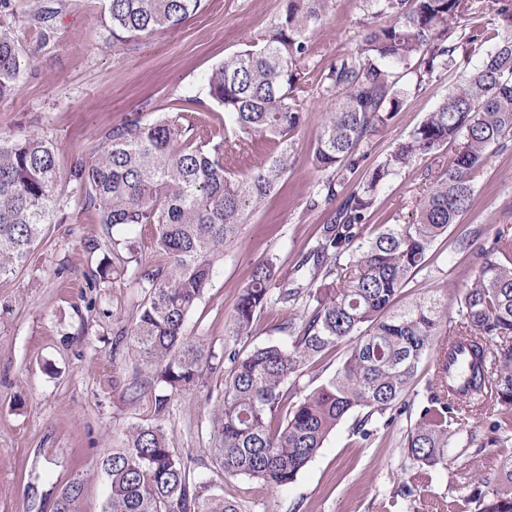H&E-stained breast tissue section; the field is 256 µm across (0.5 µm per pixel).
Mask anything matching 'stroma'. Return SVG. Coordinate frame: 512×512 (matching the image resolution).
I'll use <instances>...</instances> for the list:
<instances>
[{
    "label": "stroma",
    "instance_id": "1",
    "mask_svg": "<svg viewBox=\"0 0 512 512\" xmlns=\"http://www.w3.org/2000/svg\"><path fill=\"white\" fill-rule=\"evenodd\" d=\"M287 0H209L177 31L142 39L135 49L113 51L98 23L105 0H9L6 16L30 59L28 75L14 96L0 101V135L35 134L57 149L60 165L91 155L112 125L141 117L152 120L178 100L206 99L207 77L225 55L246 49L274 23ZM47 12V30L30 28L34 13ZM361 0H334L326 24L311 36V76L354 47L364 34ZM481 52H461L455 67L411 93L401 110L372 140L369 164L381 162L446 98L449 89L479 65ZM325 103L309 96L306 120L294 135L293 167L279 190L244 225L238 242L224 250L203 296L183 327L212 354L199 386L173 395L164 419L154 414L159 385H146L137 400L124 389L134 356L125 336L137 315L142 289L133 271L114 270L105 288L89 280L111 253L105 231L80 209L76 189L63 190L64 223L44 225L26 262L0 280V512H54L58 491L81 475L83 512H101L107 478L96 461L121 447L135 425L161 423L177 453L194 461L197 481L218 486L242 512H462L478 480L494 477L512 455L507 448L450 449L446 466L399 492L408 460L405 435L433 378L435 355L424 357L405 395L411 410L368 440L352 433V419L331 432L323 448L286 487L272 489L244 476L225 477L210 454V434L224 386V344L241 291L257 263L274 260L297 287L310 278L297 270L315 243L326 216L307 199L319 177L309 161ZM422 163H414L378 194L367 222L411 220ZM512 225V140L494 149L474 181L467 213L451 225L429 254L428 269L403 289L405 305L438 295L451 320L458 297L477 269L474 254L458 251L461 233L494 237ZM304 306H272L255 319L250 349L290 344L281 324L304 315ZM466 464L467 479L455 471Z\"/></svg>",
    "mask_w": 512,
    "mask_h": 512
}]
</instances>
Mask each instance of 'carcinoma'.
<instances>
[{
  "mask_svg": "<svg viewBox=\"0 0 512 512\" xmlns=\"http://www.w3.org/2000/svg\"><path fill=\"white\" fill-rule=\"evenodd\" d=\"M365 33L356 46L320 71L316 93L327 100L311 163L321 172L307 206L327 217L298 266L313 262L309 287L256 265L235 306L230 336L251 332L270 306L304 301L307 312L291 345L224 350V387L211 453L226 477L245 476L270 488L293 483L329 434L353 415L366 440L389 426L424 355L437 350L434 379L405 436L413 468L438 467L457 444L462 422L490 414L512 417V233L480 244L473 231L457 240L477 250L478 271L460 297V319H447L430 296L393 312L403 288L427 266L435 242L470 207L474 178L491 149L512 137V3L509 0H363ZM332 0H288L285 12L250 49L224 57L207 78L210 100L230 130L220 139L196 133L188 98L174 114L112 126L90 157L61 171L54 146L34 136L0 138V278L27 260L41 226L57 219L62 185L81 192V209L111 234L112 257L135 255L127 234L151 226L166 262L138 271L144 297L127 330L134 356L172 392L200 383L212 359L183 325L203 297L224 247L279 186L297 155L290 134L305 120L308 78L302 70L310 35L326 23ZM204 0H106L99 23L112 48L129 50L146 36L174 32ZM490 17L495 40L480 65L374 168L371 137L408 97L450 70L455 54L483 41L471 15ZM28 71L15 31L0 23V100L12 97ZM276 145L266 161L241 174L256 140ZM455 147L451 159L444 157ZM427 160L415 219L369 230L367 213L392 178ZM367 174L341 205L336 200L358 171ZM347 348L333 375L312 365ZM512 424L494 420L480 447L512 445ZM109 479L102 512H241L199 483L191 462L166 441L162 425L128 429L125 447L101 457ZM83 479L59 491L54 512H81ZM464 512H512V457L495 481L465 499Z\"/></svg>",
  "mask_w": 512,
  "mask_h": 512,
  "instance_id": "1",
  "label": "carcinoma"
}]
</instances>
